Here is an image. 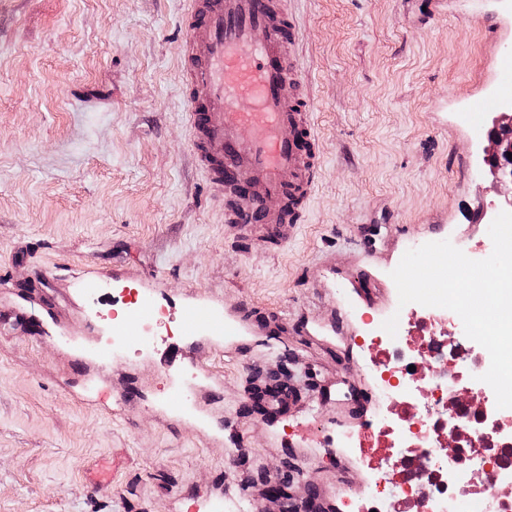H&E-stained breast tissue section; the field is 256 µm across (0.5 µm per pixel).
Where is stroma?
<instances>
[{
  "mask_svg": "<svg viewBox=\"0 0 512 512\" xmlns=\"http://www.w3.org/2000/svg\"><path fill=\"white\" fill-rule=\"evenodd\" d=\"M188 4L0 0V512H277L285 476L332 512L392 271L481 248L475 212L512 193L477 154L512 89V0H284L314 191L288 242L228 233L186 126ZM198 306L220 326L189 330ZM114 337L128 354L100 355ZM282 366L297 397L254 411Z\"/></svg>",
  "mask_w": 512,
  "mask_h": 512,
  "instance_id": "obj_1",
  "label": "stroma"
}]
</instances>
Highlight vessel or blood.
Here are the masks:
<instances>
[{
    "label": "vessel or blood",
    "mask_w": 512,
    "mask_h": 512,
    "mask_svg": "<svg viewBox=\"0 0 512 512\" xmlns=\"http://www.w3.org/2000/svg\"><path fill=\"white\" fill-rule=\"evenodd\" d=\"M187 122L237 236L292 237L315 180L310 101L281 0H192L184 17Z\"/></svg>",
    "instance_id": "obj_1"
}]
</instances>
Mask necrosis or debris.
I'll return each instance as SVG.
<instances>
[{
	"mask_svg": "<svg viewBox=\"0 0 512 512\" xmlns=\"http://www.w3.org/2000/svg\"><path fill=\"white\" fill-rule=\"evenodd\" d=\"M361 348L379 402L336 438L360 473L337 512H446L457 500L512 512V420L478 382L488 351L454 330L447 309L422 307Z\"/></svg>",
	"mask_w": 512,
	"mask_h": 512,
	"instance_id": "necrosis-or-debris-1",
	"label": "necrosis or debris"
}]
</instances>
